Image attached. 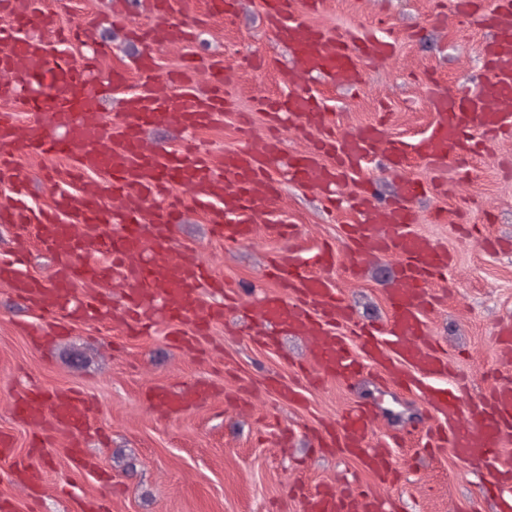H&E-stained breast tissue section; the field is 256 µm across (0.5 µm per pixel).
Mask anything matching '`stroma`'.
<instances>
[{
	"label": "stroma",
	"instance_id": "35a3bbf8",
	"mask_svg": "<svg viewBox=\"0 0 512 512\" xmlns=\"http://www.w3.org/2000/svg\"><path fill=\"white\" fill-rule=\"evenodd\" d=\"M156 2L44 3L57 25H96L104 72L131 68L144 50L125 27L114 26V13L123 15L125 26L165 19L192 28V41L153 51L155 86L166 96L178 91L170 73L190 61L196 65L195 87L207 93L209 65L223 61V120L192 136L175 123L152 128L145 135L148 146L179 147L189 140L222 162L225 151L247 145L248 132L268 129L270 115L259 107L260 98L300 88L324 102L336 137L380 120L392 139L409 148L408 160L396 169L385 151H375L361 171L341 182V204L330 213L318 194L287 176L289 157L312 149L313 137L303 135L299 122L283 126L277 132L281 152L271 167L282 189L240 243L214 237L195 188L175 186L172 193L184 205L173 229L175 246L207 270L213 286L206 299L223 303L228 288L235 290L238 306L211 324L191 351L172 344L163 322L150 334L126 335L113 319L126 290L116 276L76 289L80 296L108 298L97 318L73 322L59 316L60 332L34 343L25 326L40 321L39 312L0 282V432L12 436L15 448L14 459L0 458V504L7 512H85L86 503L95 501L107 512H305L315 488L341 491L356 484L392 502L394 512H498L484 467L444 452L422 454L420 435L438 422L422 393L379 384L369 370L355 378L323 374L313 361L312 340L281 332L264 319L261 307L264 296H289L269 276L271 260L307 256L329 244L336 258L322 275L357 321L388 319L385 290L400 281V255H358L345 235L347 225L360 219L350 201L367 186L381 200H403L412 214L411 231L452 256L446 277L432 283L436 299L423 320L460 381L461 408L497 380L512 379L506 343L498 337L503 328L512 329V133L479 149L481 130L472 127L449 168L432 167L412 151L436 121L429 105L434 88L467 93L486 85L489 74L478 55L485 30L461 19L451 0H322L314 12L307 0H293L302 22L391 42L383 61L363 62V85L344 90L292 68L289 50L267 25L262 0H238L225 16L210 15L207 0H166L161 12ZM13 166L28 185L34 209L52 206V185L77 189L68 160L18 152ZM411 181L428 186V193L407 195ZM197 380L211 382L214 391L181 414H166L151 397L157 387L182 388ZM29 383L50 397L75 390L87 398L89 420L80 441L91 466L83 474L70 469L66 434L49 432L38 441L16 418V393ZM280 383L294 385L297 399H282ZM358 404L378 409L371 444L387 447L396 474L391 482H379L355 459L319 446L320 432L336 427ZM18 459L43 472L38 491L14 478Z\"/></svg>",
	"mask_w": 512,
	"mask_h": 512
}]
</instances>
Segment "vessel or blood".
<instances>
[{
  "label": "vessel or blood",
  "mask_w": 512,
  "mask_h": 512,
  "mask_svg": "<svg viewBox=\"0 0 512 512\" xmlns=\"http://www.w3.org/2000/svg\"><path fill=\"white\" fill-rule=\"evenodd\" d=\"M40 0H0L11 29H0V100L20 104L35 114L25 141L15 139L12 113H0V143L18 146L33 155L69 159L72 174L79 179L77 193L55 189L54 204L38 221H30L24 203L28 187L17 177L10 159L0 155V181L8 182L12 200L0 205V221L16 226L20 246L37 243L55 258L50 279L22 272L17 258L0 259V281L30 302L41 314L69 311L76 318L91 315L97 302L75 297L78 284L95 283L119 276L127 284L125 305L117 315L129 332L152 327L154 311L165 305L168 322L178 323L201 314L204 323L221 321L224 310L207 303L201 292L203 269L187 252L172 244L171 228L179 223L182 204L170 196L172 186L194 185L200 204L206 207L215 233L228 241L247 238L259 209L278 196V182L270 164L280 152L277 141L255 137L241 150L224 155L221 167L211 165L194 146L178 150L150 151L143 144L145 129L179 119L185 130L195 131L213 125L223 114V100L204 98L188 86H181L170 98L156 96L153 46L189 39L186 26L161 21L143 31L146 50L136 59L141 76L139 87L122 100L125 119L105 130L102 122L103 88H114L127 80L125 70L116 69L105 86L93 78L95 60L75 66L69 60L72 42L89 44L95 40L93 25H77L46 37L30 31L44 13ZM270 27L292 50L291 62L298 70L322 74L340 88L358 86L364 72L359 58L384 59L390 44L380 37L362 41L349 32H339L298 21L288 0H263ZM458 12L466 13L474 24L490 28V36L478 47L490 80L484 94L461 96L442 89L432 94L430 104L437 120L416 151L432 166L441 167L451 159L460 140L467 135L471 119H478L484 135L512 130V0H495L485 13L467 12L458 0ZM51 67L56 75L55 104H45L30 90L31 79ZM277 112L301 119L303 131L319 137L312 151L291 157L290 180L322 192L334 202L335 187L348 174L359 170L368 154L385 149L393 165H400L406 150L389 138L382 124L365 126L355 137L338 140L326 131V113L316 96L296 91L278 99ZM332 163H325L324 155ZM107 174L113 192L123 194V210L108 209L107 189L96 181V174ZM161 207L146 212L151 201ZM356 206L362 219L349 225L348 235L355 249L376 258L401 252L406 258L402 269L404 283L389 289L387 299L392 317L387 326L361 328L357 343L366 365L387 381L401 387H421L432 410L444 421L443 430L426 431V447L448 451L458 461L488 467V483L500 496V512H512V469L500 466V452L512 444V381L498 383L489 394L473 404L469 416L473 426L465 437H457L454 426L460 415L459 397L450 387L448 364L429 342L422 312L428 303L430 284L446 270L451 257L428 238L407 233L410 217L398 203L379 204L370 192H363ZM115 224L107 239H99L103 223ZM98 239L106 258L79 261L90 239ZM148 251L146 261L127 262L129 254ZM332 254L320 249L309 258H296L279 267L290 300L267 298L265 317L292 335L313 337L318 366L329 375L360 372L362 365L351 354L339 327L351 320V311L337 289L319 272L330 264ZM211 388L199 382L181 391L157 389L156 395L169 411L180 412L209 397ZM45 394L36 388L19 395L17 418L34 431L53 429L66 434L82 433L87 425L86 408L77 396L61 393L53 405H46ZM373 419L367 409L345 416L330 437L333 447L354 457L361 467L379 480L391 472L389 458L370 452ZM306 512H386L384 500L373 493L352 490L338 496L323 488L306 498Z\"/></svg>",
  "instance_id": "1"
}]
</instances>
